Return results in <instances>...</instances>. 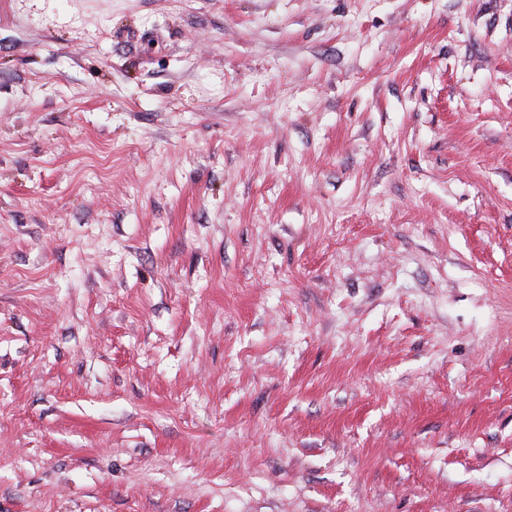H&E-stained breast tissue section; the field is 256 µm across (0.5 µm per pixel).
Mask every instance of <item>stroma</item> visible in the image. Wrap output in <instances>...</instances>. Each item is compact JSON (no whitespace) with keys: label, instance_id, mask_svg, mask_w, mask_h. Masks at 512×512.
Wrapping results in <instances>:
<instances>
[{"label":"stroma","instance_id":"1","mask_svg":"<svg viewBox=\"0 0 512 512\" xmlns=\"http://www.w3.org/2000/svg\"><path fill=\"white\" fill-rule=\"evenodd\" d=\"M0 512H512V0H0Z\"/></svg>","mask_w":512,"mask_h":512}]
</instances>
